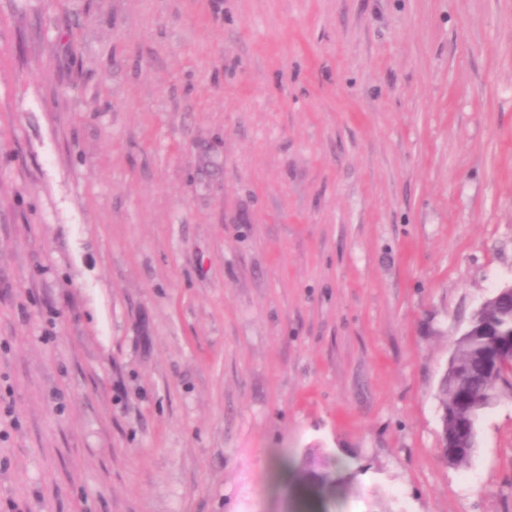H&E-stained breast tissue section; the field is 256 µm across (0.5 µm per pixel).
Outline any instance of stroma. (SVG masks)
<instances>
[{"label": "stroma", "instance_id": "obj_1", "mask_svg": "<svg viewBox=\"0 0 512 512\" xmlns=\"http://www.w3.org/2000/svg\"><path fill=\"white\" fill-rule=\"evenodd\" d=\"M511 282L512 0H0L17 512H512V387L437 454ZM495 301L499 304L512 303V283L510 285L499 288L496 293L487 299L479 310L472 316L468 328L462 333L460 339L470 338L473 333V324L481 319L482 312L488 305ZM499 304H490L483 312V319L487 320L489 328L494 330V334L498 339L507 341L512 344V309ZM459 360L468 367V371L461 373L456 381L457 365L452 360L444 375L448 381V388L442 385L441 396L443 409L453 408L457 398V386L468 388L476 399H483L494 393L501 384H507L509 379L498 373H492L493 360L488 357V349L483 340L473 339L467 345L456 350ZM487 372V374H482ZM300 468L303 484L308 489L324 490L334 485L341 476L335 462L327 457L320 459L313 450L305 454Z\"/></svg>", "mask_w": 512, "mask_h": 512}]
</instances>
